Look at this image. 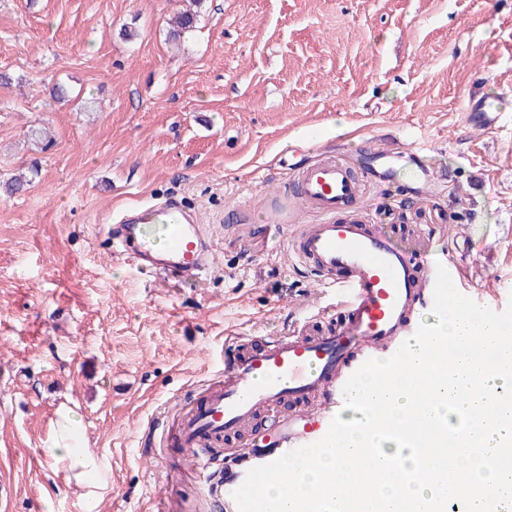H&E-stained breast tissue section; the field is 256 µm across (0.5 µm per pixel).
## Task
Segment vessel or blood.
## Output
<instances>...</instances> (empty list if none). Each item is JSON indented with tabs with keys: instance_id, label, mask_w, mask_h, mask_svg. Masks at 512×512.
Returning <instances> with one entry per match:
<instances>
[{
	"instance_id": "obj_1",
	"label": "vessel or blood",
	"mask_w": 512,
	"mask_h": 512,
	"mask_svg": "<svg viewBox=\"0 0 512 512\" xmlns=\"http://www.w3.org/2000/svg\"><path fill=\"white\" fill-rule=\"evenodd\" d=\"M505 103L469 98L468 121L478 127L498 122ZM427 151L416 139L401 153L379 151V164L397 158L418 160ZM298 197L321 215L316 224L296 232L294 254L313 270L319 287L335 292L344 321L337 331L318 336H280L253 344L235 337L227 345L231 357L223 375L212 379L200 404L182 408L168 446L191 454L206 471L210 446L224 435L239 433L258 415L278 420L279 408L290 400L319 399V406L284 426L274 457L321 440L345 404L343 387L366 361L394 355L418 328L419 311L433 303L438 266L452 279L460 272L452 261L428 253H411L394 244L365 217L343 216L360 185L348 164L330 156L307 165L298 174ZM114 253L139 269L199 277L214 262L205 225L183 205L169 201L124 211L111 228Z\"/></svg>"
}]
</instances>
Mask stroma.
Wrapping results in <instances>:
<instances>
[{"mask_svg": "<svg viewBox=\"0 0 512 512\" xmlns=\"http://www.w3.org/2000/svg\"><path fill=\"white\" fill-rule=\"evenodd\" d=\"M0 0V512H86L43 448L74 408L110 471L98 512H226L193 460L159 459L182 407L256 341L342 315L286 250L318 221L290 187L325 151L431 144L415 195L362 181L372 223L461 264L458 291L512 300V112L463 120L470 92L512 93V0ZM68 90L54 97L55 85ZM173 197L214 240L181 280L113 257L108 226Z\"/></svg>", "mask_w": 512, "mask_h": 512, "instance_id": "stroma-1", "label": "stroma"}]
</instances>
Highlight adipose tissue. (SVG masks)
I'll use <instances>...</instances> for the list:
<instances>
[{
    "label": "adipose tissue",
    "mask_w": 512,
    "mask_h": 512,
    "mask_svg": "<svg viewBox=\"0 0 512 512\" xmlns=\"http://www.w3.org/2000/svg\"><path fill=\"white\" fill-rule=\"evenodd\" d=\"M45 452L64 470L67 482L83 487L86 503L98 505L108 487V468L92 450L72 407L57 408Z\"/></svg>",
    "instance_id": "obj_1"
}]
</instances>
